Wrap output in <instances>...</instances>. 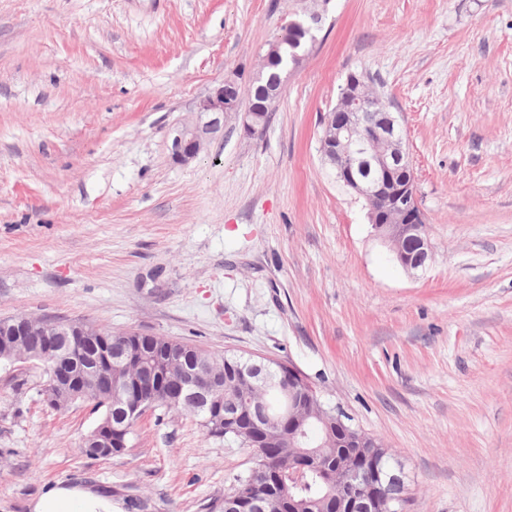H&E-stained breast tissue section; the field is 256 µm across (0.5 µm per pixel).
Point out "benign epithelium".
<instances>
[{"label": "benign epithelium", "mask_w": 512, "mask_h": 512, "mask_svg": "<svg viewBox=\"0 0 512 512\" xmlns=\"http://www.w3.org/2000/svg\"><path fill=\"white\" fill-rule=\"evenodd\" d=\"M315 6L303 15L308 21H291L290 36L293 67H298L304 56L297 49L312 36L327 13L330 0H313ZM285 81L277 77L254 90H244L238 75L229 76L212 94L200 101L195 118L182 123L172 140V155L181 163L196 158L221 129L224 117L243 113L245 127L252 131L266 120L265 102L282 95ZM324 161L335 171L336 179L362 197L369 208V218L377 237L388 242L397 262L407 270H418L431 258V243L415 192V176L404 132L399 117L381 105L377 94L360 79L346 82L335 108L327 113L320 138ZM65 343L47 339L48 331L30 322L10 327V346L14 348L13 361L41 360L49 355L56 363L53 381L46 398L55 405L65 399L83 395L86 386L95 382L103 389L117 394L124 407L126 419H138L151 404L144 396L155 387L156 366L144 358V352L124 343L112 341V334L100 333V348L93 355L83 354V364L75 366L72 351L83 348L89 330L80 324L61 332ZM140 356L139 373L133 378L112 376V366L127 365ZM272 362H259L250 371L252 381L267 390L294 396L307 392V383L299 375L283 379L270 374ZM231 381L209 372L200 362L185 364L169 390V397L202 400L221 414L224 427L233 430L240 425L252 431L251 445L264 448L271 433L285 424L284 416L270 411L257 401H241L236 396H224V386ZM123 429L112 424V418L99 421L92 433L83 439V451L112 455V446L122 444ZM352 455L358 459H372L377 445L361 435H354ZM347 490L339 497L336 512H385L388 501L402 499L404 479L402 472L392 468L386 472L351 470L343 474ZM225 512H266V501L246 492L224 495Z\"/></svg>", "instance_id": "1"}]
</instances>
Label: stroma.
<instances>
[{
  "label": "stroma",
  "mask_w": 512,
  "mask_h": 512,
  "mask_svg": "<svg viewBox=\"0 0 512 512\" xmlns=\"http://www.w3.org/2000/svg\"><path fill=\"white\" fill-rule=\"evenodd\" d=\"M300 0H0V319L83 320L297 367L404 473L403 512H512V0H331L267 124L172 157L196 102ZM399 113L432 246L407 271L320 152L349 75ZM0 365V512L57 481L217 512L239 442L150 409L87 457L90 403Z\"/></svg>",
  "instance_id": "obj_1"
}]
</instances>
